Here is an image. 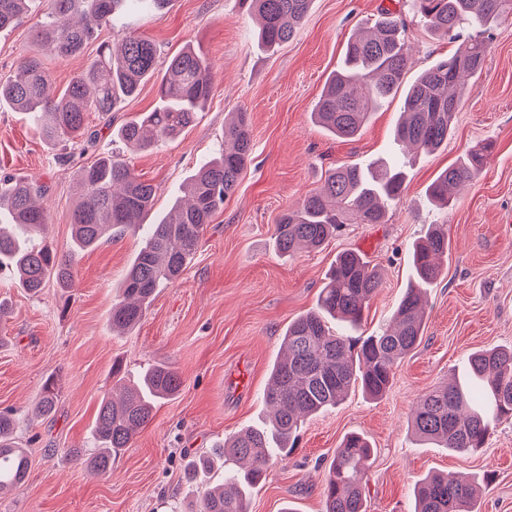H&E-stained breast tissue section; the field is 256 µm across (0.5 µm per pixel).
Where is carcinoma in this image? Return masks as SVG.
<instances>
[{
  "label": "carcinoma",
  "instance_id": "1",
  "mask_svg": "<svg viewBox=\"0 0 512 512\" xmlns=\"http://www.w3.org/2000/svg\"><path fill=\"white\" fill-rule=\"evenodd\" d=\"M33 0H0V31L18 22ZM46 10L36 29L42 52L65 60L83 51L103 28L124 26L126 14L160 9L167 0H44ZM260 22L259 47L274 52L291 41L305 20L312 0H242ZM412 9L430 32L458 42L456 50L435 61L408 85L402 118L394 140L406 149L432 153L448 143L456 112L465 96V81L481 73L488 55L483 29L512 15V0H412ZM464 28L474 33L459 39ZM400 15L381 14L373 27L346 43L344 60L326 84L313 120L340 139L355 137L372 112L401 87L411 64ZM160 55L149 39L130 34L117 49L105 45L86 69L57 95L40 57L25 55L14 73L0 79V103L30 114L48 142L81 147L95 141L88 117L110 116L118 103L134 96L151 78ZM159 103L142 118L123 124L118 137L141 149L178 138L197 120L211 95V62L187 45L165 58ZM231 143L203 163L184 186V197L167 215L144 223L156 188L141 179L119 155L107 154L82 167V197L71 213L73 250L83 251L112 238V231H131L141 246L112 305V328H131L144 317L158 288L178 280L198 250L208 224L224 206L252 152L246 114L236 113ZM483 144L473 146L444 169L428 193L439 206L449 205L451 189L474 181L482 172ZM399 163L377 169L348 165L328 172L321 185L288 209L275 225L276 249L289 256L301 246L322 247L345 224H384L388 203L403 190ZM48 186L10 174L0 175V268L11 269L18 284L37 295L54 280L71 285L73 259L63 258L45 237ZM448 259V234L437 225L415 242L413 276L391 324L375 335L354 340L329 325L339 319L357 326L372 297L382 287L379 272L353 250L336 255L317 309L297 317L284 332L285 352L271 367L263 399L271 410L270 426L248 427L221 446L224 461L242 462L245 470L224 475V485L205 488L194 512H249L246 497L266 479L270 465L286 456L303 421L340 404L358 387L379 399L391 388L395 366L420 343L425 329L423 289L442 274ZM467 381H454L426 392L418 401L412 430L422 441L450 452L467 453L485 446L496 422L512 416V348L475 351L467 360ZM182 381L169 366L145 370L133 386H123L117 400H102L94 423L102 451L71 456L106 475L112 458L131 443L152 419L157 400L176 394ZM59 389L54 379L42 385L38 412L56 410ZM16 420L0 412V494L21 485L29 458L15 445ZM374 450L358 433L346 435L329 465L324 512H367L365 484ZM415 512H479V488L450 474H433L414 489Z\"/></svg>",
  "mask_w": 512,
  "mask_h": 512
}]
</instances>
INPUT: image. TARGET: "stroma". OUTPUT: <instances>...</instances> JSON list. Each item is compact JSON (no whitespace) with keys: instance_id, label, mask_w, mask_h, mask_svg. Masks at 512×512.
Listing matches in <instances>:
<instances>
[{"instance_id":"1","label":"stroma","mask_w":512,"mask_h":512,"mask_svg":"<svg viewBox=\"0 0 512 512\" xmlns=\"http://www.w3.org/2000/svg\"><path fill=\"white\" fill-rule=\"evenodd\" d=\"M406 21L414 61L407 80L457 43L429 33L410 0H313L293 40L275 53L258 49L255 22L240 0H170L160 10L126 17V31L154 41L162 55L195 45L212 64V93L196 123L174 141L138 152L117 137L118 127L151 111L160 76L119 103L111 120L90 115L98 129L94 147L65 157L47 143L29 115L0 107V172L35 177L50 188L48 239L68 254L70 214L80 194L79 169L97 157L124 155L157 189L147 216L154 223L173 203L182 182L224 140L231 113H246L251 161L234 193L213 217L182 277L159 289L132 331L111 330L115 290L140 238L125 234L81 252L71 287L48 282L28 294L0 273V411H13L16 438L31 467L26 482L0 496V512H183L200 486L222 481L223 468L183 478L186 462L241 428L267 425L263 389L290 321L312 310L338 252L354 250L376 265L383 284L358 329L366 337L386 327L410 277L413 243L435 224L448 231V260L426 290L421 343L395 369L381 399L352 390L336 408L307 420L295 451L273 463L265 483L251 490L249 512H322L329 464L343 437L359 432L374 455L365 493L367 512H413L414 484L433 471L463 480L494 473L482 492L480 512H512V418L500 420L484 448L468 454L418 444L410 419L418 397L461 373L470 353L512 346V15L491 24L483 37L488 56L462 101L447 146L409 153L403 194L386 223L349 224L316 251L293 257L274 246L275 225L288 207L317 188L330 169L390 161L402 95L385 102L352 139H339L310 114L327 80L339 68L351 34L373 25L381 9ZM39 14L24 15L0 32V78L22 56L40 53ZM121 34L103 29L79 55L46 59L54 88L64 87L97 57L101 44ZM495 144L479 177L461 186L449 208L434 207L428 185L479 142ZM129 374L150 364L178 372L177 395L158 404L150 423L103 476L73 461L70 449H94L92 427L111 394L112 364ZM60 388L51 416L34 406L47 377Z\"/></svg>"}]
</instances>
